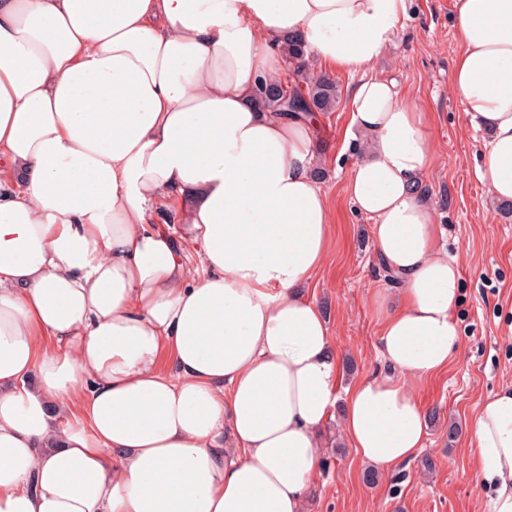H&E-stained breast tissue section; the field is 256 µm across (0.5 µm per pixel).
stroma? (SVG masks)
<instances>
[{"label": "stroma", "instance_id": "1", "mask_svg": "<svg viewBox=\"0 0 512 512\" xmlns=\"http://www.w3.org/2000/svg\"><path fill=\"white\" fill-rule=\"evenodd\" d=\"M455 0H410L400 35L372 66L392 75L403 95L430 116L435 152L423 178L441 245L461 261V296L455 311L462 334L457 358L447 370L417 384L416 397L435 413L429 437L416 458L365 481L368 470L339 433L338 419L322 427L323 460L312 480L306 512H490V492L476 479L469 451L470 426L482 402L512 384V214H505L476 176L483 162L484 130L466 122L451 78L460 46L455 36ZM345 104L322 114L319 182L326 191L333 232L331 253L303 292L322 308L339 362H352L341 387L385 372L379 356L381 322L377 294L396 295L397 284L380 266L372 221L359 213L345 186L358 150L346 130ZM456 436H449L450 425ZM431 470H424V462Z\"/></svg>", "mask_w": 512, "mask_h": 512}]
</instances>
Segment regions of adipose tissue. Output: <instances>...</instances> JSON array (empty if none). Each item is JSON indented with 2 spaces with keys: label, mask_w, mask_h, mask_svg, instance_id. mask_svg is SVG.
I'll list each match as a JSON object with an SVG mask.
<instances>
[{
  "label": "adipose tissue",
  "mask_w": 512,
  "mask_h": 512,
  "mask_svg": "<svg viewBox=\"0 0 512 512\" xmlns=\"http://www.w3.org/2000/svg\"><path fill=\"white\" fill-rule=\"evenodd\" d=\"M452 77L491 134L477 174L512 202V0H455ZM408 0H0V512H306L320 429L363 462L417 455L413 382L461 346L460 262L417 191L418 111L366 69ZM358 73L347 183L381 267L393 369L337 396L327 321L303 294L331 247L317 121L254 102L286 39ZM179 209L180 228L154 224ZM200 248L188 275L184 243ZM491 512H512V384L474 416Z\"/></svg>",
  "instance_id": "obj_1"
}]
</instances>
